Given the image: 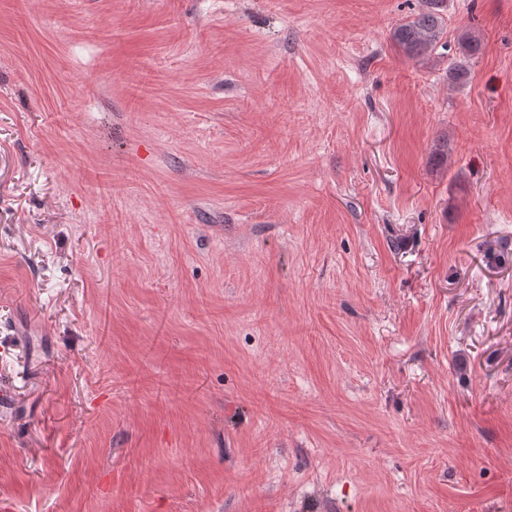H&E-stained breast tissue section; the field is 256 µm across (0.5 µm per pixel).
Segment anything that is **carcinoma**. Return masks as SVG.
<instances>
[{
    "mask_svg": "<svg viewBox=\"0 0 512 512\" xmlns=\"http://www.w3.org/2000/svg\"><path fill=\"white\" fill-rule=\"evenodd\" d=\"M423 8L414 17L397 23L390 32L394 46L412 59L431 55L443 39L446 28V0H422ZM463 57H472L480 49V39L469 30L457 37Z\"/></svg>",
    "mask_w": 512,
    "mask_h": 512,
    "instance_id": "cac0c4a2",
    "label": "carcinoma"
}]
</instances>
